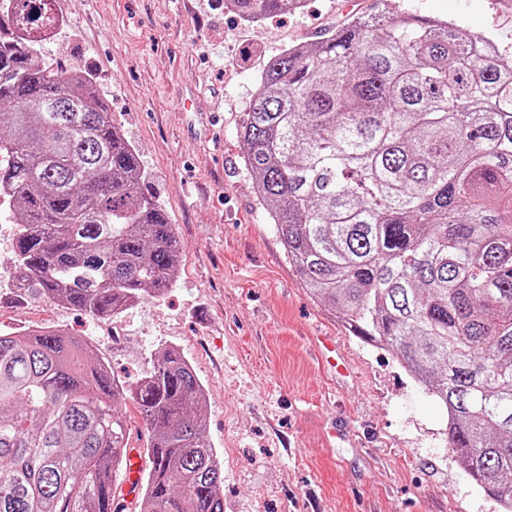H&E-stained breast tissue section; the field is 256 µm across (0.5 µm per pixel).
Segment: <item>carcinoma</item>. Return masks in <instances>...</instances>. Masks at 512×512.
Instances as JSON below:
<instances>
[{"mask_svg":"<svg viewBox=\"0 0 512 512\" xmlns=\"http://www.w3.org/2000/svg\"><path fill=\"white\" fill-rule=\"evenodd\" d=\"M264 21L305 0H228ZM0 194L13 264L100 319L177 281L174 225L91 76L35 53L56 0H0ZM254 193L315 299L448 411V448L512 512V63L455 22L355 15L272 59L239 132ZM54 330L0 333V512H107L124 388ZM149 431L133 512H224L202 382L173 347L132 391Z\"/></svg>","mask_w":512,"mask_h":512,"instance_id":"carcinoma-1","label":"carcinoma"}]
</instances>
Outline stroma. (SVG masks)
<instances>
[{
	"label": "stroma",
	"instance_id": "stroma-1",
	"mask_svg": "<svg viewBox=\"0 0 512 512\" xmlns=\"http://www.w3.org/2000/svg\"><path fill=\"white\" fill-rule=\"evenodd\" d=\"M374 0H306L241 22L224 0H57L39 58L88 71L175 226L180 275L108 320L0 279V332L81 337L134 387L176 347L206 389L224 512H501L448 449V414L379 344L312 298L254 194L239 128L267 62ZM393 16L454 20L512 60V0H387ZM336 343L348 376L322 363Z\"/></svg>",
	"mask_w": 512,
	"mask_h": 512
}]
</instances>
